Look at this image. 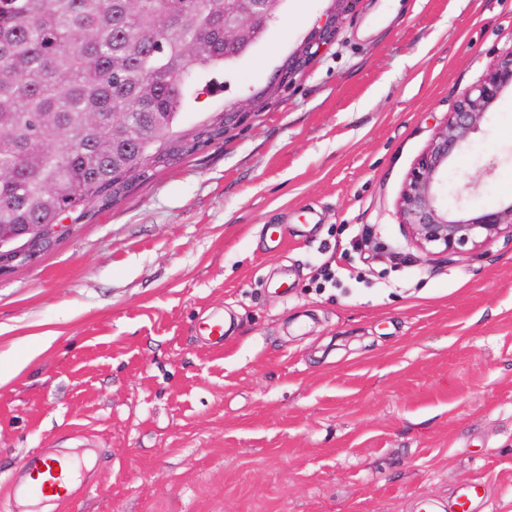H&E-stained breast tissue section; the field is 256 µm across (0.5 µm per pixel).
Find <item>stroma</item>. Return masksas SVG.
Wrapping results in <instances>:
<instances>
[{
  "instance_id": "35a3bbf8",
  "label": "stroma",
  "mask_w": 512,
  "mask_h": 512,
  "mask_svg": "<svg viewBox=\"0 0 512 512\" xmlns=\"http://www.w3.org/2000/svg\"><path fill=\"white\" fill-rule=\"evenodd\" d=\"M382 2L358 0L268 97L330 5L285 0L178 129L257 94L252 119L0 270V512H26L37 451L79 463L53 512H413L473 480L480 512H512V236L427 257L397 214L512 46V0ZM442 201L512 202V95L450 159ZM330 258L340 277L318 284Z\"/></svg>"
}]
</instances>
